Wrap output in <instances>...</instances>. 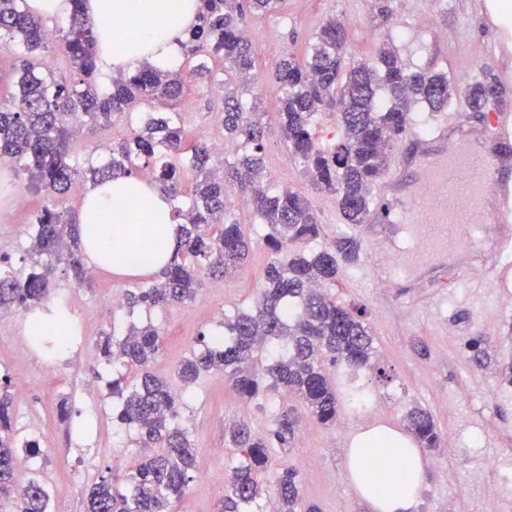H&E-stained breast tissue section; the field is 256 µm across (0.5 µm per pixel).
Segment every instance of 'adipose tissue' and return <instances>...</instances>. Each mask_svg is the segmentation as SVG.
I'll use <instances>...</instances> for the list:
<instances>
[{
	"label": "adipose tissue",
	"mask_w": 512,
	"mask_h": 512,
	"mask_svg": "<svg viewBox=\"0 0 512 512\" xmlns=\"http://www.w3.org/2000/svg\"><path fill=\"white\" fill-rule=\"evenodd\" d=\"M197 5L198 0H85L86 14L97 23L103 73L131 71L145 63L175 68L177 37L194 24ZM177 224L174 205L164 193L129 177L89 185L78 215L87 265L125 276L166 267L175 251ZM380 436L406 448V455H395L394 461L407 486L385 498L364 488L359 494L373 512H416L426 461L402 432L385 425L365 430L348 452L347 471H363L375 485L387 482V474L374 467L369 447Z\"/></svg>",
	"instance_id": "1"
}]
</instances>
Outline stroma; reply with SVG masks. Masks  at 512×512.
<instances>
[{"label":"stroma","mask_w":512,"mask_h":512,"mask_svg":"<svg viewBox=\"0 0 512 512\" xmlns=\"http://www.w3.org/2000/svg\"><path fill=\"white\" fill-rule=\"evenodd\" d=\"M332 18L348 31L347 65L371 58L380 44L389 43L411 69L445 75L458 89L446 111L417 109L409 132L396 142L389 160L399 163L404 185L417 175V137L430 135L459 112L467 113L472 124L483 121V113L471 111L463 90L486 67L492 39L466 0H282L275 12L246 16L243 26L256 53L252 85L267 124L266 184L276 192H302L329 239L343 230L344 221L335 196L308 186L302 164L281 138L276 123L281 92L274 70L283 52L305 55L315 33ZM172 109L191 138H210L214 120L224 112V89L209 79L192 78ZM227 185L233 215L255 247L243 269L207 280L202 301L130 313L111 306L108 298L131 286L132 278L102 270L90 286L80 288L57 269L52 300L69 308L83 329L67 350L30 352L21 374L13 358L30 342L28 313L15 311L0 324V378L9 381L14 399L20 478L45 486L47 512H85L88 489L102 478L128 473L141 453L135 433L112 418V368L100 351L104 333H121L146 320L158 324L164 343L154 369L177 390L181 384L175 369L190 355L198 334L218 330L225 318L253 307L269 258L265 230L255 217L250 189L233 179ZM47 201L46 192L28 187L14 163L0 161V250L10 257L16 275L26 272L31 219ZM363 238L391 244L390 260L367 246L325 290L340 305L365 308L386 375L365 373L361 381L386 404L370 411L346 409L349 427L344 431L304 419L292 447L273 452L268 477L287 467L297 470L303 502L318 512H371L346 471L351 441L375 425L403 430L406 408L417 405L431 413L444 441L425 453L429 467L416 512H484L491 485L499 512H512V478L505 475L512 469V387L501 384L495 373L512 360V262L499 258L466 270L453 254L400 276L396 270L408 242L405 225L369 223ZM474 336L485 339L478 363L459 349L460 342ZM284 397L275 391L246 402L223 378L201 375L179 408L193 434L199 475L173 503V512H217L224 497L219 475L235 455L225 445V427L242 419L255 430L270 432ZM62 401L71 411L65 423L56 413ZM33 439L41 446L35 458L26 448ZM204 472L213 473V480H201Z\"/></svg>","instance_id":"obj_1"}]
</instances>
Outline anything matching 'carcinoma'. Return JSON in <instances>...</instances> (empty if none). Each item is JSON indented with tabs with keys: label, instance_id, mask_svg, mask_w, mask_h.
<instances>
[{
	"label": "carcinoma",
	"instance_id": "obj_1",
	"mask_svg": "<svg viewBox=\"0 0 512 512\" xmlns=\"http://www.w3.org/2000/svg\"><path fill=\"white\" fill-rule=\"evenodd\" d=\"M24 2L0 0V46L20 54L9 74L14 91L0 102V156L50 194L66 193L76 179L94 184L149 170L171 199L181 201L177 213L182 224L172 261L156 278L124 292V305L130 309L196 300L202 276L223 277L243 266L249 241L225 205L224 175L209 167V145L189 139L177 114L148 116L109 147V158L96 162L71 154L68 122L104 127L137 101L175 100L187 76L213 74L215 59L221 60L222 73L239 79L240 94L230 88L229 80L221 79L224 139L248 146L237 156L235 178L251 190L254 213L268 229L264 240L271 256L254 307L225 320L224 332L201 335L198 348L183 360L182 390L190 391L200 373L211 372L224 377L246 401L281 389L317 423L336 425L344 404L358 407L359 396L350 390L342 397L323 357L330 356L331 364L355 374L361 369L374 372L377 350L363 309L337 304L323 286L336 281L340 262L359 259L362 240L357 229L373 209L372 187L385 171L388 153L411 125L413 106L423 104L432 112L448 109L455 95L448 77L410 70L385 43L370 59L344 69L347 32L334 20L319 28L306 55L289 53L281 59L275 78L282 90L277 110L282 139L303 164L310 184L336 196L349 228L310 253L305 247L325 237L323 224L305 195L274 193L260 181L263 127L255 104L243 98L251 92L254 68L243 19L252 11L275 10L279 0H201L196 26L179 41L183 65L173 71L147 67L121 75L112 79L105 94L96 86V22L86 15L84 0H69L70 11L61 19L33 15ZM52 36L68 57L69 76L57 74L43 60ZM465 95L477 112L505 101L503 88L488 70L465 87ZM326 109L337 110L342 127L341 138L328 148L312 132L315 117ZM32 224L31 271L25 279L15 277L10 258L0 254V308L29 309L47 301L57 263L66 266L77 285L89 278L76 225L48 205ZM159 343V328L146 323L130 326L118 340L107 336L101 345L106 361L138 368L132 388L124 389L120 377L109 385L112 395L122 399L113 409L116 421L136 428L139 447L163 452L147 454L134 465L125 491L110 478L95 484L87 496V512H169L192 480L194 440L180 421V397L149 370ZM12 409V399L0 385V500H12L14 512H46L48 494L39 483L31 480L22 491L17 484L20 463L13 451ZM406 421L420 447L440 446L427 410L410 408ZM299 423L296 407L283 405L276 428L268 434L254 432L245 423L229 426L227 440L237 458L229 467L220 512H265L263 480L270 449L288 447ZM275 487L273 512H299L297 471L284 469Z\"/></svg>",
	"mask_w": 512,
	"mask_h": 512
}]
</instances>
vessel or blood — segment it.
Here are the masks:
<instances>
[{"label":"vessel or blood","mask_w":512,"mask_h":512,"mask_svg":"<svg viewBox=\"0 0 512 512\" xmlns=\"http://www.w3.org/2000/svg\"><path fill=\"white\" fill-rule=\"evenodd\" d=\"M488 54L499 63V81L512 82V68L503 64L512 57V35L496 31ZM420 154L424 176L407 189L410 205L402 223L454 225L458 242L452 247L471 263L483 259L470 242L474 228L490 231L496 251H511L512 113H488L477 127L453 120L421 142Z\"/></svg>","instance_id":"1"}]
</instances>
